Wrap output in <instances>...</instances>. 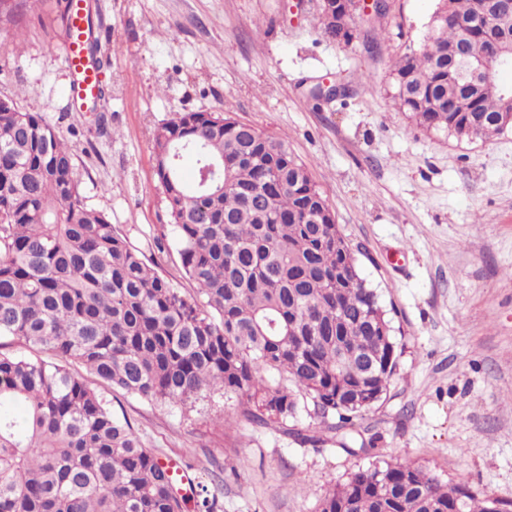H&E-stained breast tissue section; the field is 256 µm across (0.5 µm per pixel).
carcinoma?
Masks as SVG:
<instances>
[{
  "instance_id": "1",
  "label": "carcinoma",
  "mask_w": 512,
  "mask_h": 512,
  "mask_svg": "<svg viewBox=\"0 0 512 512\" xmlns=\"http://www.w3.org/2000/svg\"><path fill=\"white\" fill-rule=\"evenodd\" d=\"M485 0H438L431 51L396 58L399 108L427 130L490 137L512 94L467 82L465 49L509 50L512 15ZM317 29L332 42L354 19ZM156 176L175 227L187 298L81 192L72 145L39 112L0 100V338L60 363L0 353V512H214L188 497L98 387L186 406L236 396L262 428L288 429L312 409L340 449L384 401L403 344L359 274L306 165L288 144L226 109L182 112L154 132ZM191 154L187 180L180 160ZM217 175L200 185L203 169ZM82 366L80 374L67 368ZM317 512H491L488 497L407 461L359 468Z\"/></svg>"
}]
</instances>
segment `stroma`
Returning a JSON list of instances; mask_svg holds the SVG:
<instances>
[{
    "instance_id": "35a3bbf8",
    "label": "stroma",
    "mask_w": 512,
    "mask_h": 512,
    "mask_svg": "<svg viewBox=\"0 0 512 512\" xmlns=\"http://www.w3.org/2000/svg\"><path fill=\"white\" fill-rule=\"evenodd\" d=\"M105 100L66 93L65 0H26L22 41L0 18V99L71 137L88 207L104 212L185 296L176 232L155 173V129L226 107L303 161L407 343L385 401L365 417L373 456L408 460L474 494L512 500V131L469 141L417 127L393 99L392 58L420 51L437 0H390L365 49L322 38L306 0H87ZM343 79L346 97L311 88ZM144 447L217 512H316L371 456L338 449L299 412L291 434L252 425L237 398L157 406L106 392Z\"/></svg>"
}]
</instances>
